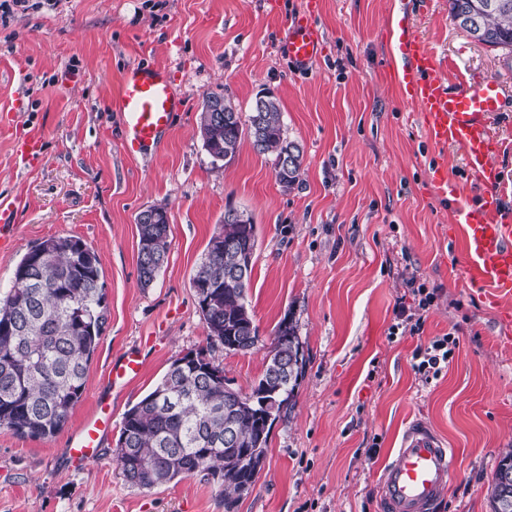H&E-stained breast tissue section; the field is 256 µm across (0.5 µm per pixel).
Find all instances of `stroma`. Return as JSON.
<instances>
[{
	"label": "stroma",
	"instance_id": "35a3bbf8",
	"mask_svg": "<svg viewBox=\"0 0 512 512\" xmlns=\"http://www.w3.org/2000/svg\"><path fill=\"white\" fill-rule=\"evenodd\" d=\"M29 0L0 22V113L39 129L44 155L16 160L0 134V204L10 205L14 241L0 249V293L29 247L80 237L103 271L107 324L87 368L85 391L48 440L0 429V512H224V499L194 476L143 491L123 479L115 444L125 412L170 364L204 350L232 387L250 392L262 376L273 330L298 323L307 359L289 408L273 422L263 469L235 512H380L379 471L409 422L423 419L453 448L457 471L437 512H492L499 460L512 446V339H506L465 270L457 193H468L457 148L432 147L402 103L396 44L426 41L459 79L505 89L491 131L512 186V67L452 19L448 0H320L313 20L325 52L298 70L283 41L306 0ZM169 67L182 99L158 151L128 157L121 122L107 108L127 68ZM279 100L285 134L303 152L300 180L277 182L272 160L243 139L216 169L202 146L200 108L210 92L249 114L258 93ZM448 168V192L431 178ZM164 208L168 258L149 286L138 277L139 214ZM252 216L257 235L248 303L260 342L233 352L211 341L191 278L227 208ZM417 277L438 296L419 334L390 335L413 311ZM457 342L447 371L422 383L418 344ZM140 347L135 380L115 385L114 360ZM112 430L94 463L68 450L100 401Z\"/></svg>",
	"mask_w": 512,
	"mask_h": 512
}]
</instances>
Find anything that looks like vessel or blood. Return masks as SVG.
Masks as SVG:
<instances>
[{
  "label": "vessel or blood",
  "mask_w": 512,
  "mask_h": 512,
  "mask_svg": "<svg viewBox=\"0 0 512 512\" xmlns=\"http://www.w3.org/2000/svg\"><path fill=\"white\" fill-rule=\"evenodd\" d=\"M287 50L298 66H308L322 52L324 33L302 12L287 24ZM397 76L403 99L418 112L427 140L436 147L459 148L476 201H459L455 222L465 242L470 278L486 306L495 311L505 330H512V211L504 206L511 187L496 163L501 151L488 118L500 111L503 90L488 80L450 90L448 78L432 50L419 38L400 35ZM180 107L171 72L162 66H130L109 111L119 113L122 146L132 156L157 146L169 132ZM44 151V139L34 130L15 134L13 152L25 166L35 165ZM142 366L139 349L113 362L112 381H129ZM112 426V408L104 403L84 423L70 449L81 462L97 459ZM455 473V456L427 423L416 420L404 430L400 446L380 479L382 512H435Z\"/></svg>",
  "instance_id": "1"
}]
</instances>
